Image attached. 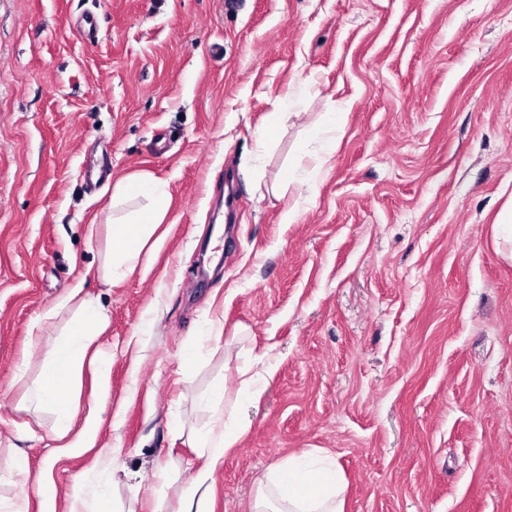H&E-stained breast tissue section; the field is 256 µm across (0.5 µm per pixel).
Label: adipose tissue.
I'll use <instances>...</instances> for the list:
<instances>
[{
  "label": "adipose tissue",
  "mask_w": 512,
  "mask_h": 512,
  "mask_svg": "<svg viewBox=\"0 0 512 512\" xmlns=\"http://www.w3.org/2000/svg\"><path fill=\"white\" fill-rule=\"evenodd\" d=\"M112 206L118 214L112 219V248L103 263V278L116 285L135 272L142 257L161 246L156 231L168 215V186L149 173L122 177L112 187ZM63 303L75 307L78 319L67 338L49 349L50 369L33 397L25 398L22 404L26 410L55 408L52 435L59 442L68 437L76 419H83V431L87 434L96 431L102 422V405L91 406L83 414L73 400L83 364L93 365L100 380L110 376V362L97 345L109 325L107 311L79 285L71 289ZM249 372V367H237L236 385L220 379L211 386L207 404L213 410L212 420L206 435L196 443L202 462L192 472L175 512H211L214 474L247 428L242 420L226 423L224 410L228 404L238 405L255 398ZM345 489L335 461L303 452L290 456L259 480L248 512H343Z\"/></svg>",
  "instance_id": "adipose-tissue-1"
}]
</instances>
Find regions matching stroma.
Instances as JSON below:
<instances>
[{"label": "stroma", "mask_w": 512, "mask_h": 512, "mask_svg": "<svg viewBox=\"0 0 512 512\" xmlns=\"http://www.w3.org/2000/svg\"><path fill=\"white\" fill-rule=\"evenodd\" d=\"M136 172L168 183L165 238L109 286L111 181ZM511 204L512 0H0V505L45 512L15 474L21 431L54 512L176 503L199 396L248 363L260 395L214 512H247L304 451L342 471L344 512H512V261L492 230ZM79 283L112 368L94 447L62 456L53 414L18 404ZM288 112H273L270 113L265 122L258 127L256 131V142L259 147H265L270 143L277 135L283 117Z\"/></svg>", "instance_id": "obj_1"}]
</instances>
